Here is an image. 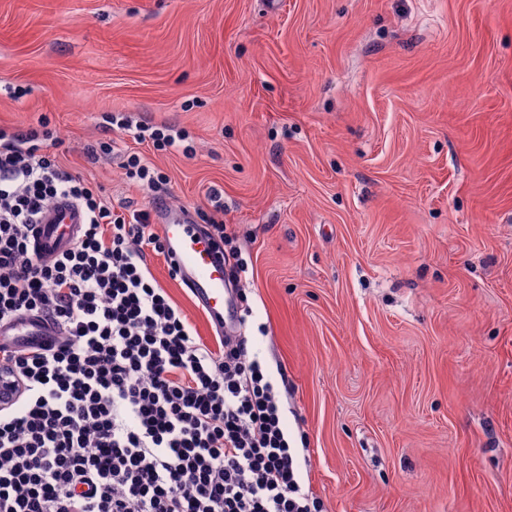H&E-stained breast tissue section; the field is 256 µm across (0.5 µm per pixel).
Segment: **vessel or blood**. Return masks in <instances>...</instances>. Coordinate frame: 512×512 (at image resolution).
Segmentation results:
<instances>
[{"instance_id":"1","label":"vessel or blood","mask_w":512,"mask_h":512,"mask_svg":"<svg viewBox=\"0 0 512 512\" xmlns=\"http://www.w3.org/2000/svg\"><path fill=\"white\" fill-rule=\"evenodd\" d=\"M154 211L169 260L192 301L215 329L221 331L236 325L238 317L224 277V265L217 260L201 227L192 224L184 208L158 204ZM82 221L81 210L74 202L63 199L53 204L34 227L36 251L46 255L62 249L77 237ZM59 333L53 320L36 316L28 318L18 328L15 340L23 344Z\"/></svg>"}]
</instances>
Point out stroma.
I'll return each instance as SVG.
<instances>
[{
	"mask_svg": "<svg viewBox=\"0 0 512 512\" xmlns=\"http://www.w3.org/2000/svg\"><path fill=\"white\" fill-rule=\"evenodd\" d=\"M44 121L114 210L153 208L140 153L226 224L325 512H512V0H0V127ZM169 127L155 128L149 136L152 141L153 147L157 150H179L181 142L185 140V135L182 132L175 131ZM124 169L125 175L129 180L143 186L146 185L155 192L162 191L164 194L167 193L166 190L162 189L163 185L167 184L165 183L166 179L140 155L135 153L130 154L127 157V163L124 165Z\"/></svg>",
	"mask_w": 512,
	"mask_h": 512,
	"instance_id": "1",
	"label": "stroma"
}]
</instances>
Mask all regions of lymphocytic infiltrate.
<instances>
[{"mask_svg":"<svg viewBox=\"0 0 512 512\" xmlns=\"http://www.w3.org/2000/svg\"><path fill=\"white\" fill-rule=\"evenodd\" d=\"M48 125L0 128V325L43 314L46 345L0 343V512H323L299 481L274 386L245 341L197 339L151 276L148 212H114L47 151ZM84 214L48 256L30 241L57 200Z\"/></svg>","mask_w":512,"mask_h":512,"instance_id":"obj_1","label":"lymphocytic infiltrate"}]
</instances>
